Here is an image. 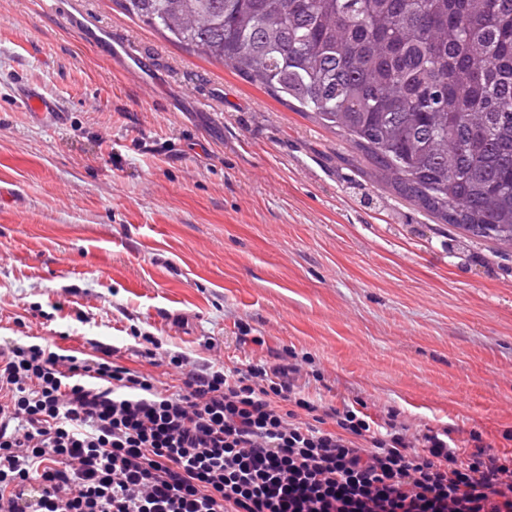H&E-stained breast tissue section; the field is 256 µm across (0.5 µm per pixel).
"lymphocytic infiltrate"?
<instances>
[{
  "instance_id": "f902f5d3",
  "label": "lymphocytic infiltrate",
  "mask_w": 512,
  "mask_h": 512,
  "mask_svg": "<svg viewBox=\"0 0 512 512\" xmlns=\"http://www.w3.org/2000/svg\"><path fill=\"white\" fill-rule=\"evenodd\" d=\"M0 347V512H512V431L418 430L310 398L302 363L228 369L141 338L113 359Z\"/></svg>"
}]
</instances>
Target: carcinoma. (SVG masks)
<instances>
[{
  "mask_svg": "<svg viewBox=\"0 0 512 512\" xmlns=\"http://www.w3.org/2000/svg\"><path fill=\"white\" fill-rule=\"evenodd\" d=\"M348 137L442 224L512 245V0H119Z\"/></svg>",
  "mask_w": 512,
  "mask_h": 512,
  "instance_id": "1",
  "label": "carcinoma"
}]
</instances>
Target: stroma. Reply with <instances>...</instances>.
Segmentation results:
<instances>
[{
	"mask_svg": "<svg viewBox=\"0 0 512 512\" xmlns=\"http://www.w3.org/2000/svg\"><path fill=\"white\" fill-rule=\"evenodd\" d=\"M79 2L150 74L47 0H0V345L96 339L144 372L136 331L229 369L289 349L322 375L313 398L502 445L512 246L434 223L345 137L118 0ZM24 86L63 121L21 108ZM103 31L107 41L108 54L115 62L129 70L145 68V59L141 54L136 53L123 39L113 36L111 30L104 29Z\"/></svg>",
	"mask_w": 512,
	"mask_h": 512,
	"instance_id": "35a3bbf8",
	"label": "stroma"
}]
</instances>
